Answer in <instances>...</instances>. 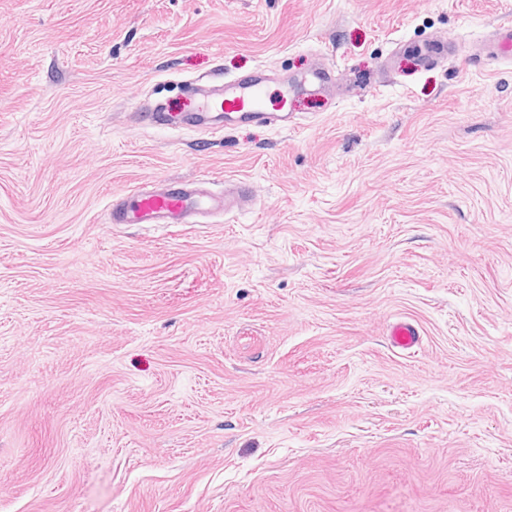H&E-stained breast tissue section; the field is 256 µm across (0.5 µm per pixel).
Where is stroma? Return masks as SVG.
Instances as JSON below:
<instances>
[{
  "label": "stroma",
  "mask_w": 512,
  "mask_h": 512,
  "mask_svg": "<svg viewBox=\"0 0 512 512\" xmlns=\"http://www.w3.org/2000/svg\"><path fill=\"white\" fill-rule=\"evenodd\" d=\"M512 0H0V512H512ZM265 69L295 126L138 125ZM251 184L228 219L123 190ZM422 343L391 347V321ZM249 195V186L237 181L231 190L213 194L186 181H167L156 191H127L112 204L115 224H193L199 216L224 212L233 214Z\"/></svg>",
  "instance_id": "1"
}]
</instances>
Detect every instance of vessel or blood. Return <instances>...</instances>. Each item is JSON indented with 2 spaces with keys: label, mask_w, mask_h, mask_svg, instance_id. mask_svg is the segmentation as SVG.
Instances as JSON below:
<instances>
[{
  "label": "vessel or blood",
  "mask_w": 512,
  "mask_h": 512,
  "mask_svg": "<svg viewBox=\"0 0 512 512\" xmlns=\"http://www.w3.org/2000/svg\"><path fill=\"white\" fill-rule=\"evenodd\" d=\"M267 79L256 73L247 79L225 82L218 89L201 88L180 110L157 105L136 112L143 124H158L170 128L181 126L190 117L212 116L224 123L256 122L283 128L294 124L296 115L284 110L267 112L262 108ZM249 195L246 182H236L221 194L207 192L185 181H169L156 191H127L112 206V221L116 224H188L199 216L234 213L239 203ZM390 342L404 352L414 351L421 342V333L411 321L397 319L388 326Z\"/></svg>",
  "instance_id": "vessel-or-blood-1"
}]
</instances>
